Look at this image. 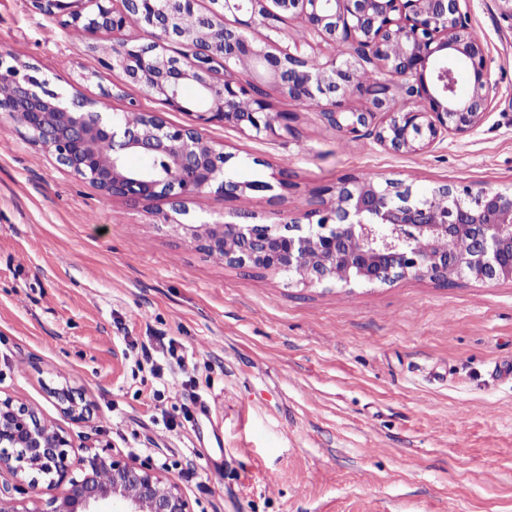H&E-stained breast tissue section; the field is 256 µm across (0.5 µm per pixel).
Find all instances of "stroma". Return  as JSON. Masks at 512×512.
<instances>
[{
  "label": "stroma",
  "mask_w": 512,
  "mask_h": 512,
  "mask_svg": "<svg viewBox=\"0 0 512 512\" xmlns=\"http://www.w3.org/2000/svg\"><path fill=\"white\" fill-rule=\"evenodd\" d=\"M471 23L498 93L470 134L394 152L278 96L275 109L295 115L290 131L206 132L247 159L239 180L269 190H208L187 201L189 221L279 222L346 176L512 189V18L497 0H472ZM113 41L63 27L30 0H0V51L37 65L51 87L80 78L110 111L133 101L183 123L103 68ZM168 207L104 198L0 117L1 398L33 407L75 445L165 465L193 512H512V381L494 372L512 360V282L307 287L215 260L159 222ZM168 341L176 354L158 356L154 376L141 348ZM186 381L190 409L154 399L162 383ZM64 384L93 404V421L62 413L48 391Z\"/></svg>",
  "instance_id": "1"
}]
</instances>
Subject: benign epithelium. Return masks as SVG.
<instances>
[{
	"instance_id": "1",
	"label": "benign epithelium",
	"mask_w": 512,
	"mask_h": 512,
	"mask_svg": "<svg viewBox=\"0 0 512 512\" xmlns=\"http://www.w3.org/2000/svg\"><path fill=\"white\" fill-rule=\"evenodd\" d=\"M34 9L90 32L121 33L131 13L151 30L152 41L123 39L107 50L108 66L119 69L149 96L161 98L186 120L171 125L155 112H105V103L78 83L56 91L39 68L12 53H0V113L25 116L27 140L70 176L87 181L103 196L150 203L170 200L161 222L191 231L193 242L224 264L297 277L313 286L332 283L386 285L407 277L443 284L467 277L483 284L512 282V191L492 186L457 188L446 183L427 190L386 179L347 178L316 191L319 207L293 213L278 224L222 221L189 225L185 201L215 187L228 198L267 184L235 178L233 155L205 137L211 125L274 134L288 129L292 114L276 112L271 93L294 101L311 99L331 129L352 139L374 138L397 152H417L476 129L489 113L496 86L486 45L470 24L471 0H31ZM298 16L334 49L321 64L299 45L272 53L252 42L256 27L275 42L281 23ZM234 23H226V16ZM198 17L200 27L186 23ZM180 43L190 52L168 53ZM465 67L471 92L457 94L455 71ZM372 69L369 86L358 81ZM192 83L202 98L191 106L181 95ZM140 113L137 123L125 113ZM106 142L104 154L99 145ZM132 154L163 163V173L136 172ZM330 198H325V195ZM448 238L466 250L440 248ZM72 423L94 417L81 391L52 392ZM71 435L47 423L32 408L0 399V512H98L102 501L122 512H193L179 483L165 470L87 450L72 456ZM47 475L56 495L39 498ZM23 491L24 499L14 493Z\"/></svg>"
}]
</instances>
